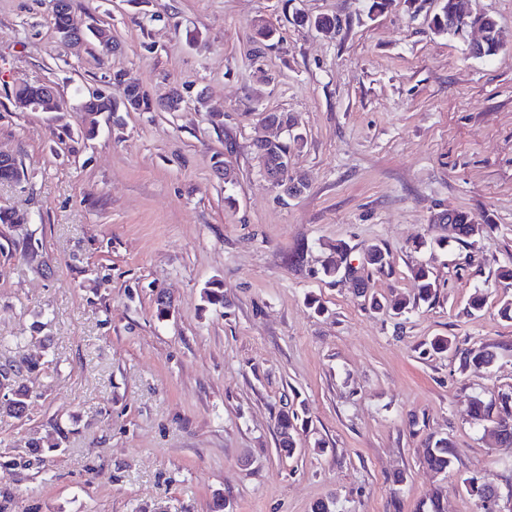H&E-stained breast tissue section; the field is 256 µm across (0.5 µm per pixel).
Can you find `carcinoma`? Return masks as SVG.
Returning a JSON list of instances; mask_svg holds the SVG:
<instances>
[{"label":"carcinoma","instance_id":"cac0c4a2","mask_svg":"<svg viewBox=\"0 0 512 512\" xmlns=\"http://www.w3.org/2000/svg\"><path fill=\"white\" fill-rule=\"evenodd\" d=\"M455 0H443L440 12L432 19V29L437 34H453L461 32L471 24L483 22L486 32V46L484 56L496 55L503 48L500 26L497 20L491 16L481 19V16L466 15L458 18L457 24L450 23L449 17L455 14ZM295 22L304 25L312 24L324 33L336 29V19L328 16L317 17L313 20L304 16L295 17ZM120 74L113 77L114 84L118 87V95L104 94L99 96H88L81 100L78 110L84 112L90 118V127L86 134L95 132L96 116L101 112L115 116L114 123L120 122L122 112H155L158 101L140 85L133 84L122 86L119 80ZM304 138L300 133H292L288 138L271 145L256 147L258 157L261 159L263 168L283 166L289 163L294 151L302 148ZM306 189L305 181L294 173L286 174L281 191L289 196H297ZM448 219V230L451 238L460 243H466L481 235L486 225L479 224L465 211L443 212ZM348 267V247L344 243H338L333 248L330 257L323 265L324 276L336 279L346 273ZM361 267H370L378 272L389 268L388 252L379 245L367 246L361 256ZM412 276L419 283L417 299L422 302H429L435 298L437 283L432 280L426 267L419 265L412 269ZM203 299L206 303L214 306H224V289L219 282L212 283L203 291ZM495 359L494 352L487 347L481 346L466 351L464 360L477 365H490ZM37 363L31 359L20 357L6 364L0 365V389H5L3 397L0 398V417L20 419L26 415L31 406V395L29 389L19 382V377L25 371H32ZM471 416L477 420L486 422L484 430L493 435L500 443L512 445V390L503 392L498 400L488 404L481 400L475 402L471 409ZM293 428L291 417L286 412L279 413L277 417V429L280 430L282 446L288 451L294 450V441L290 430ZM62 440L49 442L47 445L35 444L36 450L29 456L12 457L8 463L23 469L30 470L42 462V448L54 452L59 450ZM455 457L454 448L446 438L428 439L424 449V462L432 470L438 473H445L451 467ZM488 480L484 478L470 477L464 479L466 491L480 502L482 512H498L497 503L491 500L487 492Z\"/></svg>","mask_w":512,"mask_h":512}]
</instances>
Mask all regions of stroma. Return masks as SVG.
I'll return each mask as SVG.
<instances>
[{
	"instance_id": "35a3bbf8",
	"label": "stroma",
	"mask_w": 512,
	"mask_h": 512,
	"mask_svg": "<svg viewBox=\"0 0 512 512\" xmlns=\"http://www.w3.org/2000/svg\"><path fill=\"white\" fill-rule=\"evenodd\" d=\"M82 29L107 27L71 54L52 0H0V152L26 178L0 183V364L38 360L22 378L27 417L0 418V495L10 512H415L441 490L445 512H480L463 485L492 478L512 512V447L486 437L474 400L512 389V0H470L508 36L490 58L474 32L438 35L441 0H71ZM336 19L335 31L293 23ZM276 31L253 54L258 21ZM177 112L103 117L93 136L77 107L114 93V72ZM51 83L67 111L21 112L22 84ZM285 112L303 135L286 198L255 151ZM234 172L225 183L223 167ZM488 219L471 245L434 217ZM352 262L387 247L392 275L330 280L336 243ZM426 265L436 298L394 316L371 296L413 298ZM225 307L203 300L211 281ZM486 305L471 313L474 289ZM170 316L155 314L157 294ZM457 348L435 352L433 340ZM487 346L489 367L465 364ZM294 413L297 449L276 418ZM66 438L41 468L7 456ZM455 450L448 473L422 461L428 437Z\"/></svg>"
}]
</instances>
